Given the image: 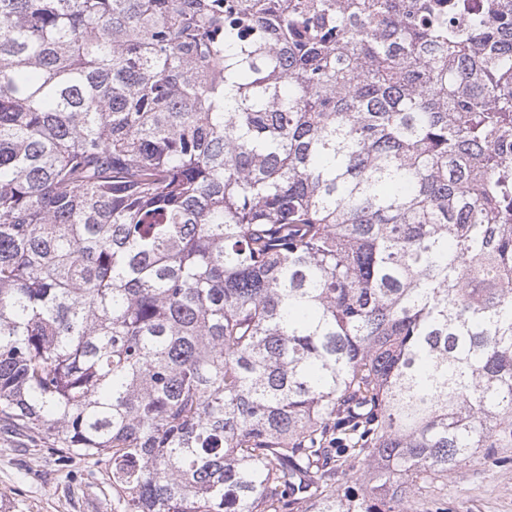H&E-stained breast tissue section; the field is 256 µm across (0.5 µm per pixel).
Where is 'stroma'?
Here are the masks:
<instances>
[{"label":"stroma","mask_w":512,"mask_h":512,"mask_svg":"<svg viewBox=\"0 0 512 512\" xmlns=\"http://www.w3.org/2000/svg\"><path fill=\"white\" fill-rule=\"evenodd\" d=\"M1 502L10 512H112V489L105 464L63 459L45 436L0 427ZM411 512H512V465H467Z\"/></svg>","instance_id":"stroma-1"}]
</instances>
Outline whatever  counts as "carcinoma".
<instances>
[{
  "label": "carcinoma",
  "instance_id": "cac0c4a2",
  "mask_svg": "<svg viewBox=\"0 0 512 512\" xmlns=\"http://www.w3.org/2000/svg\"><path fill=\"white\" fill-rule=\"evenodd\" d=\"M1 422L120 512L512 463V0H0Z\"/></svg>",
  "mask_w": 512,
  "mask_h": 512
}]
</instances>
